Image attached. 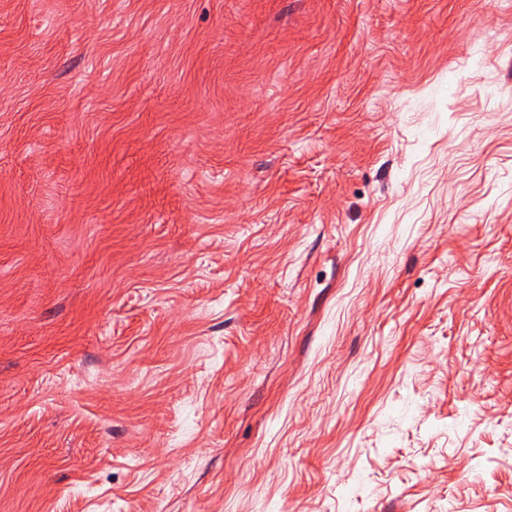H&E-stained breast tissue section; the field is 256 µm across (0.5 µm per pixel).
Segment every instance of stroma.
Masks as SVG:
<instances>
[{
    "instance_id": "1",
    "label": "stroma",
    "mask_w": 512,
    "mask_h": 512,
    "mask_svg": "<svg viewBox=\"0 0 512 512\" xmlns=\"http://www.w3.org/2000/svg\"><path fill=\"white\" fill-rule=\"evenodd\" d=\"M0 512H512V0H0Z\"/></svg>"
}]
</instances>
